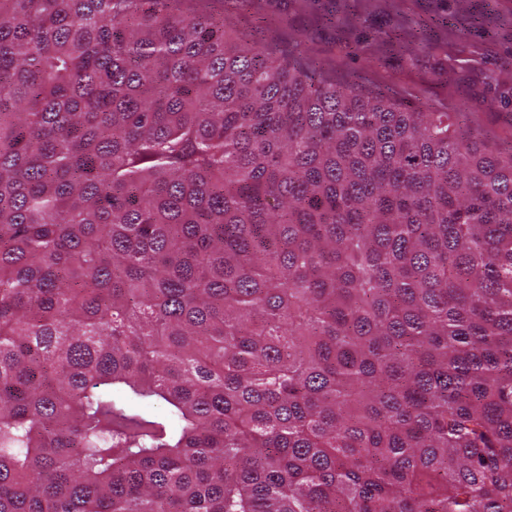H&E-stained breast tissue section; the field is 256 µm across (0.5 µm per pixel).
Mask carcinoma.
<instances>
[{
	"label": "carcinoma",
	"instance_id": "1",
	"mask_svg": "<svg viewBox=\"0 0 512 512\" xmlns=\"http://www.w3.org/2000/svg\"><path fill=\"white\" fill-rule=\"evenodd\" d=\"M212 0H0V512H512V147Z\"/></svg>",
	"mask_w": 512,
	"mask_h": 512
}]
</instances>
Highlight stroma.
<instances>
[{"instance_id": "35a3bbf8", "label": "stroma", "mask_w": 512, "mask_h": 512, "mask_svg": "<svg viewBox=\"0 0 512 512\" xmlns=\"http://www.w3.org/2000/svg\"><path fill=\"white\" fill-rule=\"evenodd\" d=\"M224 21L405 106L469 109L512 142V0H224Z\"/></svg>"}]
</instances>
